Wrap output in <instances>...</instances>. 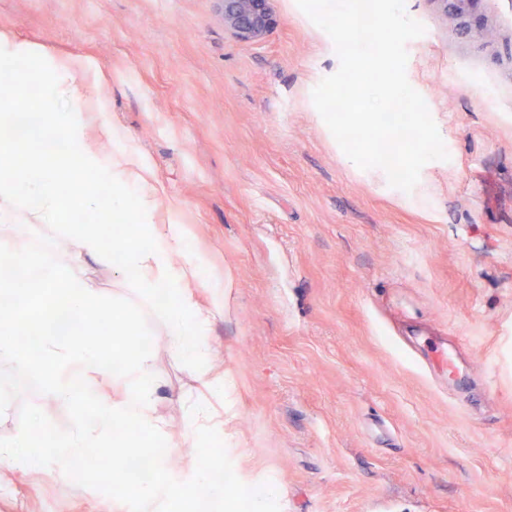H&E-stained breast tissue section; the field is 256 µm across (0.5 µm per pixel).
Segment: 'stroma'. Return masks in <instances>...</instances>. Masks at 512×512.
Listing matches in <instances>:
<instances>
[{"mask_svg": "<svg viewBox=\"0 0 512 512\" xmlns=\"http://www.w3.org/2000/svg\"><path fill=\"white\" fill-rule=\"evenodd\" d=\"M426 32L406 74L448 160L412 192L341 150L312 101L339 68L328 34L274 0L254 43L220 0H0V34L82 58L91 115L151 166L161 216L186 225L224 288L210 331L224 444L280 512H512V0H405ZM108 110L98 115L99 99ZM166 457L186 458L193 381L152 326ZM58 427L67 410L27 391ZM48 472L0 485V512H99Z\"/></svg>", "mask_w": 512, "mask_h": 512, "instance_id": "1", "label": "stroma"}]
</instances>
